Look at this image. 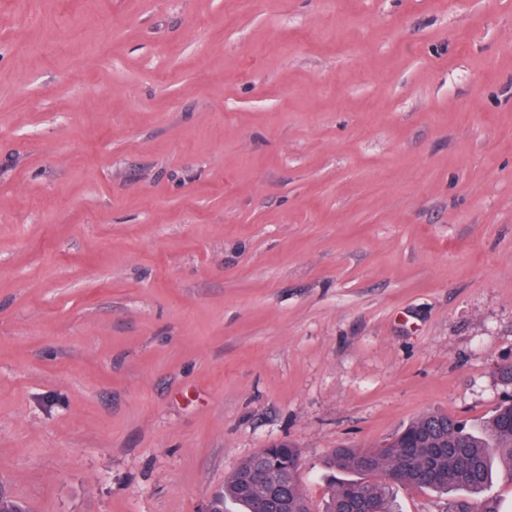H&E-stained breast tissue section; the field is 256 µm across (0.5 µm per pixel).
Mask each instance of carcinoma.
<instances>
[{
	"label": "carcinoma",
	"mask_w": 512,
	"mask_h": 512,
	"mask_svg": "<svg viewBox=\"0 0 512 512\" xmlns=\"http://www.w3.org/2000/svg\"><path fill=\"white\" fill-rule=\"evenodd\" d=\"M512 481V400L501 403L479 429H469L454 416L427 413L406 425L389 448H335L326 465L351 478L333 486L326 512H345L355 499L367 500L373 512H395L391 484L428 489L448 495L446 512H498L482 494L492 481L493 457ZM266 457L282 467L301 458L290 442L268 447ZM245 459L233 476L212 495L214 512H257L256 499L238 492V476L251 468ZM383 478H377V475ZM288 512H309L301 481L288 485Z\"/></svg>",
	"instance_id": "cac0c4a2"
}]
</instances>
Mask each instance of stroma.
I'll list each match as a JSON object with an SVG mask.
<instances>
[{
	"label": "stroma",
	"instance_id": "obj_1",
	"mask_svg": "<svg viewBox=\"0 0 512 512\" xmlns=\"http://www.w3.org/2000/svg\"><path fill=\"white\" fill-rule=\"evenodd\" d=\"M512 0H0V485L202 512L274 440L512 395Z\"/></svg>",
	"mask_w": 512,
	"mask_h": 512
}]
</instances>
